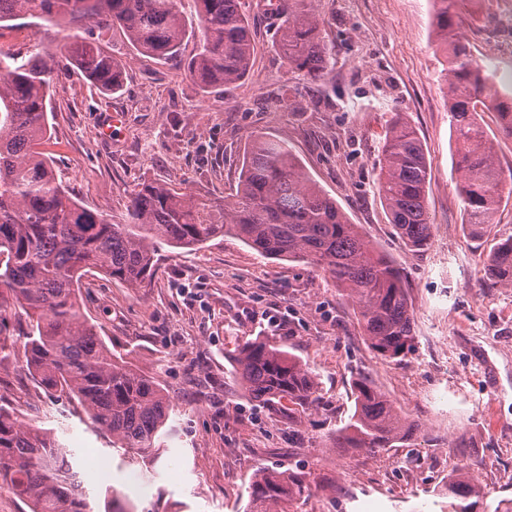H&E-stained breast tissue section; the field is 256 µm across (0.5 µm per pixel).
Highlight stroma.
I'll return each mask as SVG.
<instances>
[{
  "label": "stroma",
  "mask_w": 512,
  "mask_h": 512,
  "mask_svg": "<svg viewBox=\"0 0 512 512\" xmlns=\"http://www.w3.org/2000/svg\"><path fill=\"white\" fill-rule=\"evenodd\" d=\"M271 0H241L254 58L244 81L205 95L183 69L201 30L194 0H181L189 28L179 56L137 53L121 29L106 33L122 63V89L107 95L74 68H52L50 138L43 150L63 185L86 207L120 217L140 183L156 180L222 203L235 193L253 140L286 143L307 173L403 270L416 339L402 359L368 347L355 304L309 264L261 256L238 238H215L184 252L160 247L138 288L90 273L83 309L107 346L153 376L173 405V431L157 457L112 447L77 402L34 382L21 353L22 314L0 325V406L54 429L76 455L77 477L95 503L126 512H244L259 468H299L314 487L293 512H440L439 479L468 458L489 502L512 498V288L481 281L498 238L512 235V197L494 229L472 237L456 192L461 174L436 52L432 0H320V35L332 50L319 80L291 69L275 46L283 18ZM499 18L470 0L460 34L473 59L512 96V57L496 54ZM96 25L12 27L10 52L55 53ZM122 113L112 125L113 113ZM416 129L430 162V249L408 252L374 189L393 113ZM285 318L282 330L267 327ZM263 337L312 369L320 402L296 421L248 401L233 379L238 347ZM368 371L418 429L409 443L377 457L333 447L354 410L353 377ZM469 446L458 453L455 440ZM137 475L131 485L129 475ZM362 496L352 497L353 486Z\"/></svg>",
  "instance_id": "obj_1"
}]
</instances>
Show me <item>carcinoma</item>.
<instances>
[{
    "mask_svg": "<svg viewBox=\"0 0 512 512\" xmlns=\"http://www.w3.org/2000/svg\"><path fill=\"white\" fill-rule=\"evenodd\" d=\"M202 39L186 62L188 76L204 92L243 80L253 61V35L241 0H195ZM317 0H276L284 17L276 48L288 65L317 79L331 63L318 33ZM434 26L446 50L443 78L455 129L457 185L472 235L491 230L504 194H512L493 158V141L480 113L497 114L512 136V102L498 97L492 74L472 58L457 32L468 0H433ZM29 18L36 25H118L140 54L163 61L183 43L187 24L179 0H0V23ZM101 91L115 93L124 69L106 44L77 36L63 55ZM50 69L35 53L0 50V319L23 314L28 329L23 353L39 384L76 399L112 447L135 455L157 452L169 437L172 406L151 376L132 369L106 346L78 299L92 270L134 286L151 276L157 249L165 244L194 250L234 235L259 254L305 261L351 298L369 348L395 359L412 351L414 317L401 268L373 247L336 201L310 178L288 146L255 141L244 157L232 201L222 219L214 206L187 190L144 182L116 220L87 208L56 177L40 147L49 131ZM375 189L395 231L412 253L426 252L432 228L426 188L430 166L416 131L394 114L381 148ZM490 285L512 288V235L488 255ZM244 395L288 414L319 403L315 373L283 346L266 338L245 343L234 357ZM354 410L336 429L337 448L374 457L409 441L417 425L404 419L368 375L352 382ZM72 450L50 429L23 423L0 407V484L30 504V512H92L88 494L72 470ZM448 512H474L486 494L460 468L448 485ZM310 491L299 469L260 468L248 482L246 512H288Z\"/></svg>",
    "mask_w": 512,
    "mask_h": 512,
    "instance_id": "cac0c4a2",
    "label": "carcinoma"
}]
</instances>
